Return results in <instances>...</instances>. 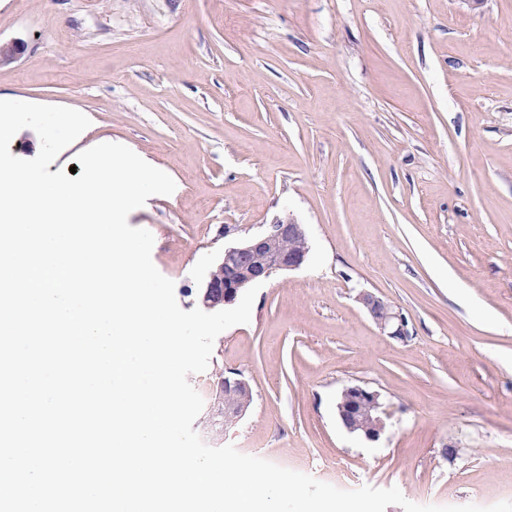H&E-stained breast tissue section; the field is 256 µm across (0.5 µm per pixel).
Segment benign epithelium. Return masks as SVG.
I'll return each mask as SVG.
<instances>
[{
  "instance_id": "7a95c632",
  "label": "benign epithelium",
  "mask_w": 512,
  "mask_h": 512,
  "mask_svg": "<svg viewBox=\"0 0 512 512\" xmlns=\"http://www.w3.org/2000/svg\"><path fill=\"white\" fill-rule=\"evenodd\" d=\"M288 239L300 241L301 248L294 252L283 250L281 244ZM309 252V241L303 225L293 219L279 220L266 231L225 249L220 265L229 266V276L218 280L207 278L200 289L199 299L206 308L232 305L252 284L276 272L300 268ZM357 302L384 335L400 342L408 339L407 321L394 306L370 292L359 293ZM217 391L247 393L249 384L241 374L230 372L224 375ZM337 411L349 432L369 442L380 439L391 417L381 393L360 385L348 386L342 391Z\"/></svg>"
}]
</instances>
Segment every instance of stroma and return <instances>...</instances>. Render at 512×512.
Listing matches in <instances>:
<instances>
[{"label": "stroma", "instance_id": "35a3bbf8", "mask_svg": "<svg viewBox=\"0 0 512 512\" xmlns=\"http://www.w3.org/2000/svg\"><path fill=\"white\" fill-rule=\"evenodd\" d=\"M0 42L23 47L1 97L91 120L49 172L113 142L173 178L128 223L183 310L225 248L304 225L307 262L189 377L248 381L224 443L417 504L512 501V0H0ZM349 385L383 395L378 441L343 426ZM357 302L385 336L400 342L408 339L407 321L394 306L370 292L359 293Z\"/></svg>", "mask_w": 512, "mask_h": 512}]
</instances>
